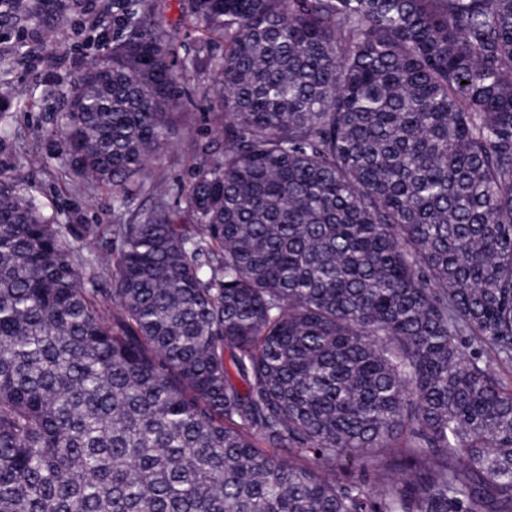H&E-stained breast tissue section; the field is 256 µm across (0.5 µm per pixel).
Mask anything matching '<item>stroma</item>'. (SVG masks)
I'll list each match as a JSON object with an SVG mask.
<instances>
[{"instance_id":"stroma-1","label":"stroma","mask_w":512,"mask_h":512,"mask_svg":"<svg viewBox=\"0 0 512 512\" xmlns=\"http://www.w3.org/2000/svg\"><path fill=\"white\" fill-rule=\"evenodd\" d=\"M110 0H38L34 16L0 17V91H14L0 120V177L10 176L20 159L31 162L29 187L60 221L108 225L113 198L106 189L85 190L66 179L53 141L32 138L50 127L62 109V96L80 74L61 64L76 28L109 22Z\"/></svg>"}]
</instances>
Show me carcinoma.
<instances>
[{"mask_svg":"<svg viewBox=\"0 0 512 512\" xmlns=\"http://www.w3.org/2000/svg\"><path fill=\"white\" fill-rule=\"evenodd\" d=\"M112 8L42 131L112 247L0 180V512H512V0ZM172 5L171 9L164 11V20L166 21L167 27L173 33V39L176 44V47L179 51L180 58H185L187 56V50L191 45L192 39L195 37V34L192 32L190 36L187 35L186 27H182L179 23V13L177 11V4L175 0H167ZM185 45V47L183 46ZM189 109L192 123L196 133L201 139L204 138V134L207 132L208 128L220 121V114L211 112L204 103L198 101L193 102ZM158 165L166 181L169 199L177 201L188 185L190 161L187 153H172L165 150Z\"/></svg>","mask_w":512,"mask_h":512,"instance_id":"cac0c4a2","label":"carcinoma"}]
</instances>
